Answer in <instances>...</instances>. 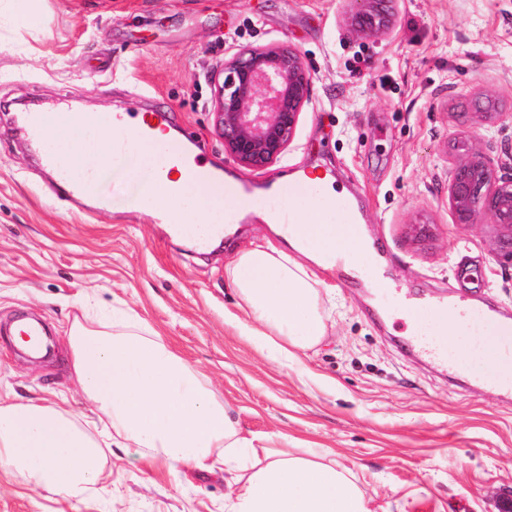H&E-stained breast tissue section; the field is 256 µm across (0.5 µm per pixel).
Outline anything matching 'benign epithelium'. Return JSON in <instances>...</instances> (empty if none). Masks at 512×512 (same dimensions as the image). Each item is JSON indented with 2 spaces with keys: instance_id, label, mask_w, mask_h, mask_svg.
<instances>
[{
  "instance_id": "benign-epithelium-1",
  "label": "benign epithelium",
  "mask_w": 512,
  "mask_h": 512,
  "mask_svg": "<svg viewBox=\"0 0 512 512\" xmlns=\"http://www.w3.org/2000/svg\"><path fill=\"white\" fill-rule=\"evenodd\" d=\"M348 14L351 29L374 38L391 26L397 0H357ZM311 100V75L299 52L287 45L242 47L224 60L214 84L212 115L224 150L243 167L264 171L293 143ZM496 99L486 90L471 99L470 120L492 128ZM448 203L454 223L495 227L493 250L512 261V173L500 175L477 143L460 138L450 146Z\"/></svg>"
}]
</instances>
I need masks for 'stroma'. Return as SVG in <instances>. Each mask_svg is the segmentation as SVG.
<instances>
[{
    "label": "stroma",
    "instance_id": "1",
    "mask_svg": "<svg viewBox=\"0 0 512 512\" xmlns=\"http://www.w3.org/2000/svg\"><path fill=\"white\" fill-rule=\"evenodd\" d=\"M37 2L43 22L26 27L0 0V387L89 413L65 351L91 294L203 373L241 437L332 449L373 512H499L512 489V396L477 355L446 373L405 345L417 304L468 305L475 352L488 316L512 319V263L492 251L490 225L455 224L447 154L471 137L493 166L512 160V0H398L377 41L349 30L345 0ZM270 43L300 53L312 96L287 155L256 173L214 133L212 89L235 49ZM486 88L500 112L489 130L462 118ZM62 97L81 111L168 107L205 162L258 187L331 172L357 198L374 251L357 273L310 264L321 342L285 367L241 336L225 266L250 244L285 245L256 212L200 253L120 203L113 176L104 204L60 201L15 116ZM25 315L51 330L43 360L24 359L5 334ZM104 454L113 497L73 506L1 476L0 512H224V471L151 467L114 445Z\"/></svg>",
    "mask_w": 512,
    "mask_h": 512
}]
</instances>
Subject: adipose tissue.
Segmentation results:
<instances>
[{"mask_svg":"<svg viewBox=\"0 0 512 512\" xmlns=\"http://www.w3.org/2000/svg\"><path fill=\"white\" fill-rule=\"evenodd\" d=\"M340 198L330 176L307 177L302 191L281 200L299 223L273 227L293 253L244 249L228 271L248 319L243 336L280 360L297 358L326 333L303 261H321L336 230L321 215ZM68 345L72 372L109 437L171 467L224 468L232 475L225 512H371L354 474L329 450L295 455L240 437L202 374L159 333L142 334L130 315L115 310L106 322H74ZM482 356L495 376H512V325L485 336ZM82 420L41 400L0 397V470L76 504L98 494L104 451Z\"/></svg>","mask_w":512,"mask_h":512,"instance_id":"ef3b65f1","label":"adipose tissue"}]
</instances>
